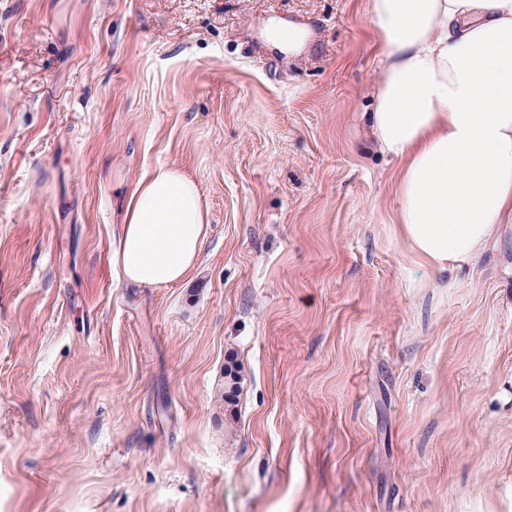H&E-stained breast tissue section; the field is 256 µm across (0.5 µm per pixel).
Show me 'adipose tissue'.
Returning <instances> with one entry per match:
<instances>
[{"label": "adipose tissue", "mask_w": 512, "mask_h": 512, "mask_svg": "<svg viewBox=\"0 0 512 512\" xmlns=\"http://www.w3.org/2000/svg\"><path fill=\"white\" fill-rule=\"evenodd\" d=\"M369 14L384 49L370 135L400 163V233L436 272L472 264L512 224V0H369ZM206 231L196 184L158 167L130 193L112 261L173 284Z\"/></svg>", "instance_id": "adipose-tissue-1"}]
</instances>
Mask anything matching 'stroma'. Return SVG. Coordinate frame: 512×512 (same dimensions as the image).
<instances>
[{"label":"stroma","instance_id":"obj_1","mask_svg":"<svg viewBox=\"0 0 512 512\" xmlns=\"http://www.w3.org/2000/svg\"><path fill=\"white\" fill-rule=\"evenodd\" d=\"M380 60L368 0H0V512H512V224L415 256ZM158 166L208 234L141 287ZM112 256L126 280L147 285L181 281L197 263L207 216L196 184L173 167L144 175L131 191Z\"/></svg>","mask_w":512,"mask_h":512}]
</instances>
